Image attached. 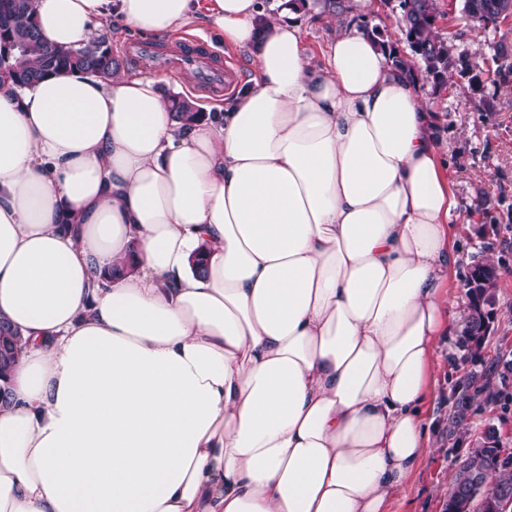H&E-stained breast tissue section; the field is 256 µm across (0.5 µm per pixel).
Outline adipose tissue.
I'll return each instance as SVG.
<instances>
[{"instance_id": "1", "label": "adipose tissue", "mask_w": 512, "mask_h": 512, "mask_svg": "<svg viewBox=\"0 0 512 512\" xmlns=\"http://www.w3.org/2000/svg\"><path fill=\"white\" fill-rule=\"evenodd\" d=\"M33 9L54 47L198 23L253 76L188 125L152 78L0 87V321L24 340L0 512H387L454 326L457 200L417 80L355 27L311 60L259 0Z\"/></svg>"}]
</instances>
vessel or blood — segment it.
I'll use <instances>...</instances> for the list:
<instances>
[{"instance_id": "1", "label": "vessel or blood", "mask_w": 512, "mask_h": 512, "mask_svg": "<svg viewBox=\"0 0 512 512\" xmlns=\"http://www.w3.org/2000/svg\"><path fill=\"white\" fill-rule=\"evenodd\" d=\"M126 56L138 66L150 64L173 75L196 74L202 91L215 95L233 91L240 81V73L232 63L223 68L211 69L207 64L208 51L203 45L172 53H163L154 45L130 42L124 47Z\"/></svg>"}]
</instances>
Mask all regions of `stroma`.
<instances>
[{
	"instance_id": "1",
	"label": "stroma",
	"mask_w": 512,
	"mask_h": 512,
	"mask_svg": "<svg viewBox=\"0 0 512 512\" xmlns=\"http://www.w3.org/2000/svg\"><path fill=\"white\" fill-rule=\"evenodd\" d=\"M438 4L442 13L437 20L439 32L452 37L458 52L467 55L475 69H491L492 45L502 39L512 42V22L495 30L475 29L460 17L459 0H438ZM338 22L346 28L376 26L392 44L404 43L398 0H379L377 9L366 14L342 13ZM417 77L423 99L438 116L439 147L459 203L457 275L465 277L476 260L492 262L499 269L495 320L482 351L481 365L486 368L498 356L512 355V223L498 204L503 198L512 205V89L486 83L485 93L498 104L497 112L488 115L474 109L467 78L457 75L437 88L425 72H418ZM480 197L489 199L488 210L476 209ZM458 341L453 334L437 342L429 388L432 451L415 472L405 497L391 502L390 512H443L450 477L487 427H495L505 450L512 452V379L494 382L503 401L478 404L463 426L453 432L448 429L452 387L471 368L462 358Z\"/></svg>"
}]
</instances>
